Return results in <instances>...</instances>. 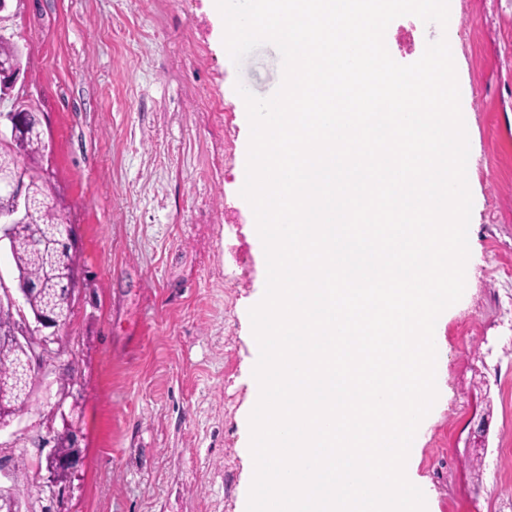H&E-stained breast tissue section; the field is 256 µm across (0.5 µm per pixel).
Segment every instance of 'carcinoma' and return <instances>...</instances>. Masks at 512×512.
Instances as JSON below:
<instances>
[{
    "label": "carcinoma",
    "mask_w": 512,
    "mask_h": 512,
    "mask_svg": "<svg viewBox=\"0 0 512 512\" xmlns=\"http://www.w3.org/2000/svg\"><path fill=\"white\" fill-rule=\"evenodd\" d=\"M45 143L40 125H30L26 135L16 141L0 142V163L14 165L20 158L28 163L23 165L27 174V185L33 202V212L29 221L22 225L9 252L14 264V275L29 280H39L43 288L32 295L25 306L27 312L51 311L61 323H66L71 312L70 305L56 301L57 276L49 277L51 256L43 253L41 245L53 243L70 230L63 216L54 207L40 205L47 198L46 183L39 171ZM32 384L31 369L22 351L11 343L0 346V413L9 418L23 409L27 403Z\"/></svg>",
    "instance_id": "carcinoma-1"
}]
</instances>
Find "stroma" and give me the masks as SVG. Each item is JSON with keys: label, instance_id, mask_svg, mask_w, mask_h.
I'll list each match as a JSON object with an SVG mask.
<instances>
[{"label": "stroma", "instance_id": "obj_1", "mask_svg": "<svg viewBox=\"0 0 512 512\" xmlns=\"http://www.w3.org/2000/svg\"><path fill=\"white\" fill-rule=\"evenodd\" d=\"M13 13L23 73L0 112H38L43 175L79 250L56 355L0 431V455L28 475L21 510L240 512L266 258L240 195L250 127L235 86L272 96L280 54L264 44L233 63L207 0H15ZM443 37L473 151L475 264L438 325L441 394L414 480L430 512H512V0H449L444 27L398 17L385 44L411 64ZM67 423L83 463L52 503L32 440Z\"/></svg>", "mask_w": 512, "mask_h": 512}]
</instances>
